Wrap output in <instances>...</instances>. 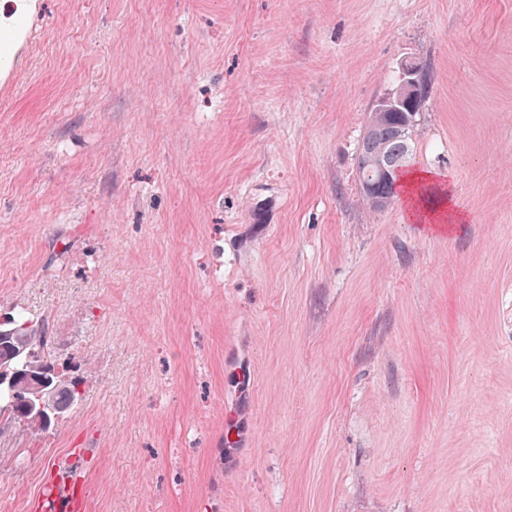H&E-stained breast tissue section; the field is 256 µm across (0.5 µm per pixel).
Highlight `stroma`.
<instances>
[{
	"label": "stroma",
	"mask_w": 512,
	"mask_h": 512,
	"mask_svg": "<svg viewBox=\"0 0 512 512\" xmlns=\"http://www.w3.org/2000/svg\"><path fill=\"white\" fill-rule=\"evenodd\" d=\"M44 8L0 102V314L87 383L0 434V499L75 460L99 512H512V0ZM407 56L444 230L359 189Z\"/></svg>",
	"instance_id": "1"
}]
</instances>
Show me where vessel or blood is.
Returning a JSON list of instances; mask_svg holds the SVG:
<instances>
[{
	"label": "vessel or blood",
	"instance_id": "b4317fda",
	"mask_svg": "<svg viewBox=\"0 0 512 512\" xmlns=\"http://www.w3.org/2000/svg\"><path fill=\"white\" fill-rule=\"evenodd\" d=\"M32 0H11L6 19H0V100L11 99L18 90L28 56L44 26L43 8ZM84 478L78 467L57 468L42 494L31 504L32 512H80Z\"/></svg>",
	"mask_w": 512,
	"mask_h": 512
}]
</instances>
